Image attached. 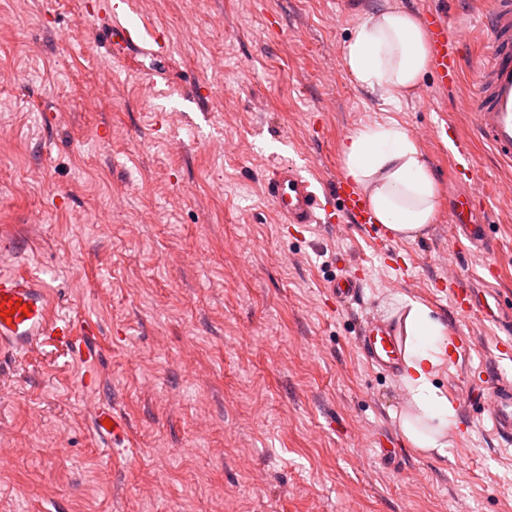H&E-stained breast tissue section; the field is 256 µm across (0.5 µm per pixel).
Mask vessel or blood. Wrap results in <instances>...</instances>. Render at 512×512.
Returning a JSON list of instances; mask_svg holds the SVG:
<instances>
[{
    "instance_id": "1",
    "label": "vessel or blood",
    "mask_w": 512,
    "mask_h": 512,
    "mask_svg": "<svg viewBox=\"0 0 512 512\" xmlns=\"http://www.w3.org/2000/svg\"><path fill=\"white\" fill-rule=\"evenodd\" d=\"M431 34V69L440 86L456 82L460 70L459 48L466 39L465 30H449L439 13L426 16ZM482 22L491 32L490 46L474 73V90L461 102L463 111L473 118L483 140L501 162L512 164V0H492ZM108 48L137 51L138 38L120 22H112L103 33ZM275 212L289 224L374 225V217L362 193L344 181H337L330 197H322L315 183L295 163L275 165L265 185ZM475 209L474 196L457 195L454 214L459 236L479 249L489 246L484 225L468 222ZM13 245L9 238L0 239V359L23 356L50 337L64 339L72 357L88 364L86 388H96L99 375L91 371L99 356L93 324L81 323L57 315L50 288L27 269H14ZM345 272L330 284L338 303L355 302L363 281L348 273L349 258L336 257ZM448 297L456 308L477 307L473 288L456 275L448 277ZM359 347L374 367L398 372L403 345L392 325L364 324L360 329ZM486 407L492 432L502 441L512 442V380L497 373L494 382L479 380L470 390Z\"/></svg>"
}]
</instances>
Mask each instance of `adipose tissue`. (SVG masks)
Segmentation results:
<instances>
[{
    "label": "adipose tissue",
    "instance_id": "ef3b65f1",
    "mask_svg": "<svg viewBox=\"0 0 512 512\" xmlns=\"http://www.w3.org/2000/svg\"><path fill=\"white\" fill-rule=\"evenodd\" d=\"M430 62L426 32L418 19L401 10L368 16L356 28L344 63L355 79L388 99L417 86ZM345 177L364 193L377 223L395 239H414L434 223L438 186L423 155L400 124L362 127L342 144ZM407 349L403 381L417 408L404 420L403 433L416 448L443 451L456 412L434 386V368L449 340L446 326L425 305L405 306Z\"/></svg>",
    "mask_w": 512,
    "mask_h": 512
}]
</instances>
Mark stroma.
<instances>
[{"label":"stroma","mask_w":512,"mask_h":512,"mask_svg":"<svg viewBox=\"0 0 512 512\" xmlns=\"http://www.w3.org/2000/svg\"><path fill=\"white\" fill-rule=\"evenodd\" d=\"M110 1L0 0V232L58 314L96 324L101 380L87 394L60 343L0 368V512H512V444L482 403L455 402L444 452L413 447L407 388L357 343L360 321L398 320L413 300L471 344L436 367L444 396L501 363L500 329L437 286L456 273L512 315V167L459 108L489 0H133L122 21L164 31L160 63L105 52ZM435 6L473 34L459 84L427 73L387 100L356 81L343 57L366 17ZM390 121L440 189L422 236L382 249L353 224L280 222L262 186L274 162L331 188L346 137ZM467 192L491 252L455 238ZM340 252L365 278L349 308L328 291ZM98 402L129 420L123 441L100 435Z\"/></svg>","instance_id":"35a3bbf8"}]
</instances>
